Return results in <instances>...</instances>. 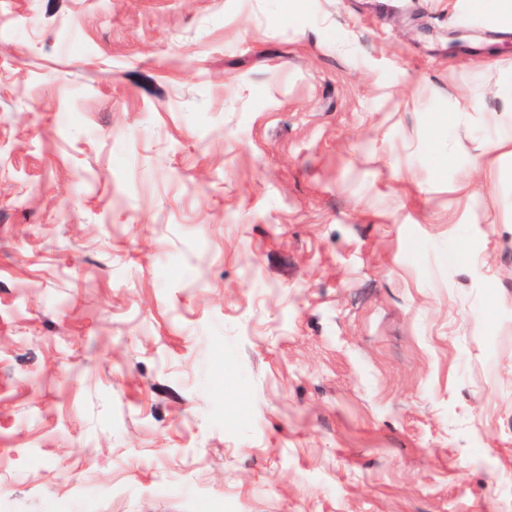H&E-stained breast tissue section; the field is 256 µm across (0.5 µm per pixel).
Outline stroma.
<instances>
[{
    "label": "stroma",
    "instance_id": "1",
    "mask_svg": "<svg viewBox=\"0 0 512 512\" xmlns=\"http://www.w3.org/2000/svg\"><path fill=\"white\" fill-rule=\"evenodd\" d=\"M492 58L459 0H0V512H512V177L455 190L512 124L433 123Z\"/></svg>",
    "mask_w": 512,
    "mask_h": 512
}]
</instances>
